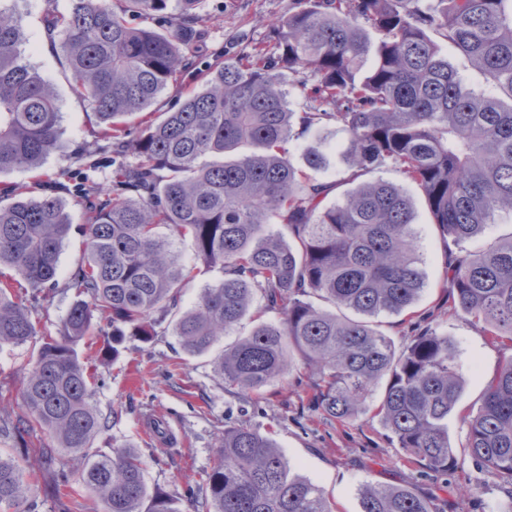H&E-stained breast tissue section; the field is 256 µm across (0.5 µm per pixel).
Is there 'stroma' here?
<instances>
[{
  "label": "stroma",
  "instance_id": "1",
  "mask_svg": "<svg viewBox=\"0 0 512 512\" xmlns=\"http://www.w3.org/2000/svg\"><path fill=\"white\" fill-rule=\"evenodd\" d=\"M16 9L35 51L25 59L50 79L60 97L63 152L51 155L43 166L50 177L65 184L64 199L74 219H81L78 203L86 179L99 190L112 189L111 173L87 174L89 162L101 142L92 110L77 98L67 80L68 71L54 43L62 32L47 36L42 19L48 10L68 12L71 0H0ZM295 9V0H202L200 25L205 36L185 74L186 87L200 85L217 59H231L257 44L272 41L276 29ZM380 178L402 183L398 173L381 170ZM416 212L417 261L426 287L414 309L420 324L447 335L456 347L467 373L460 395V410L478 413L487 384L502 364L512 358V347L490 342L481 325L453 312L443 287V267L449 254H461V246H449L440 236L419 189L402 183ZM37 345L0 350V409L26 414L19 392L21 369L36 355ZM209 355L189 356L177 336L165 332L152 343L129 339L120 358L102 361L90 356L88 366L97 377L92 401L105 414L118 418L110 438H98L96 450L125 444L141 456L145 479L176 499L181 512H194L185 497L187 488H201L213 467L225 428L241 424L271 435L299 475L322 487L334 512H360L357 490L369 480L409 487L432 501L438 512H498L512 496L466 452L467 428L458 412L448 416V437L456 464L447 475L436 476L408 463L401 449L373 412L349 423L326 420L308 402L309 380L303 371H292L275 380L261 394H231L213 378ZM164 417L172 440L160 446L142 430L151 417Z\"/></svg>",
  "mask_w": 512,
  "mask_h": 512
}]
</instances>
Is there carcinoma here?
Here are the masks:
<instances>
[{"label": "carcinoma", "instance_id": "obj_1", "mask_svg": "<svg viewBox=\"0 0 512 512\" xmlns=\"http://www.w3.org/2000/svg\"><path fill=\"white\" fill-rule=\"evenodd\" d=\"M167 2L122 0L116 9L112 0H72L69 13L44 17L47 33L63 31L58 49L71 88L112 144L113 191L89 187L88 223L76 228L62 183L0 186V268L15 272L0 274V349L39 344L20 374L28 415L0 416V438L21 443L38 468L0 453V512H38L30 486L45 474L46 496L61 500L72 474L56 465L60 451L82 464L95 512H181L163 489H149L133 448L93 450L115 416L93 405L78 347L100 336L99 357L112 360L127 338L149 343L165 323L186 354L199 356L248 315L251 331L210 361L226 390L259 392L299 361L310 403L348 422L381 385L377 416L389 439L409 462L448 473L455 457L445 421L460 399L463 366L432 328L414 329L399 349L379 329L382 314L413 317L425 279L410 198L368 176L391 166L456 243L512 213V0H298L273 50L255 46L216 63L198 89L157 113L149 108L179 84L201 37V0H177L167 33L136 24ZM27 42L19 17L0 8V174L37 173L62 148L58 94L22 62ZM444 44L493 92L467 88ZM282 70L305 100L299 113ZM331 125L346 136L354 187L327 206L332 185L315 173L328 155L309 145L303 171L290 145ZM74 229L83 257L65 288L75 300L54 336L33 315L57 292L59 255ZM186 237L223 278L183 311L182 289L195 277L176 247ZM444 282L454 311L482 323L491 342H512V239L447 259ZM460 417L468 453L512 487V358L480 411ZM44 433L55 445L42 443ZM205 484L200 497L188 490L195 512H333L270 435L243 424L224 429ZM359 504L360 512H433L411 491L373 481L360 487Z\"/></svg>", "mask_w": 512, "mask_h": 512}]
</instances>
